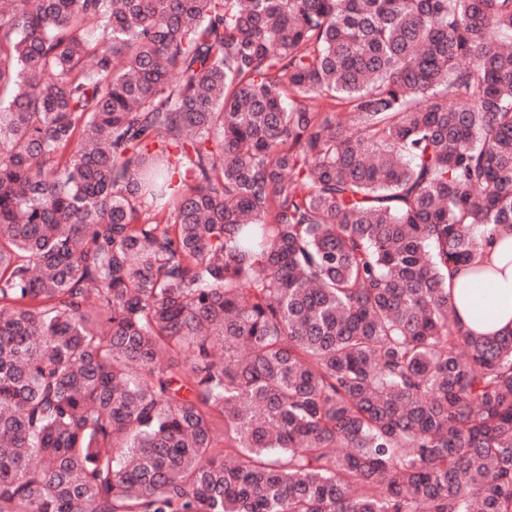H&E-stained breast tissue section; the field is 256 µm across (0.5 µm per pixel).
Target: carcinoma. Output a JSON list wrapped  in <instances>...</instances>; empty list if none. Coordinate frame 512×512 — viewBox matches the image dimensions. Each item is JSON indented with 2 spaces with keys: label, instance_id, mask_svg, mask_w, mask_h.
I'll use <instances>...</instances> for the list:
<instances>
[{
  "label": "carcinoma",
  "instance_id": "carcinoma-1",
  "mask_svg": "<svg viewBox=\"0 0 512 512\" xmlns=\"http://www.w3.org/2000/svg\"><path fill=\"white\" fill-rule=\"evenodd\" d=\"M496 234L512 0H5L0 512H512ZM483 276L459 266L448 273L447 288L456 318L479 335L512 331V237L495 240L481 250Z\"/></svg>",
  "mask_w": 512,
  "mask_h": 512
}]
</instances>
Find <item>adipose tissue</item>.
Segmentation results:
<instances>
[{"instance_id":"1","label":"adipose tissue","mask_w":512,"mask_h":512,"mask_svg":"<svg viewBox=\"0 0 512 512\" xmlns=\"http://www.w3.org/2000/svg\"><path fill=\"white\" fill-rule=\"evenodd\" d=\"M483 274L457 267L447 278L448 295L456 318L479 335L512 331V237L484 246L480 257Z\"/></svg>"}]
</instances>
